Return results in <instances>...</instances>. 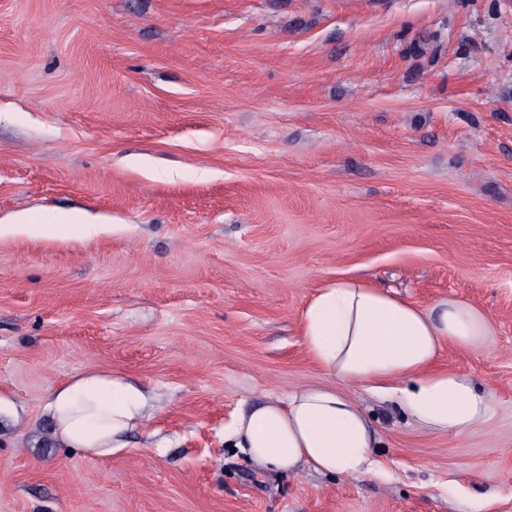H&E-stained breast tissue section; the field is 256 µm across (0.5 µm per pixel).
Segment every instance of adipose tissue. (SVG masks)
<instances>
[{"instance_id":"adipose-tissue-1","label":"adipose tissue","mask_w":512,"mask_h":512,"mask_svg":"<svg viewBox=\"0 0 512 512\" xmlns=\"http://www.w3.org/2000/svg\"><path fill=\"white\" fill-rule=\"evenodd\" d=\"M300 330L331 382L241 410L231 436L257 468L371 473L376 433L360 403L340 392L343 384L396 401L426 432L461 433L490 412L488 397L468 376L434 366L443 346L485 347L491 325L471 303L445 298L423 307L369 281L348 279L319 288ZM157 405L154 395L123 375L86 371L55 388L44 413L58 443L106 457L128 448L130 434L145 427Z\"/></svg>"}]
</instances>
